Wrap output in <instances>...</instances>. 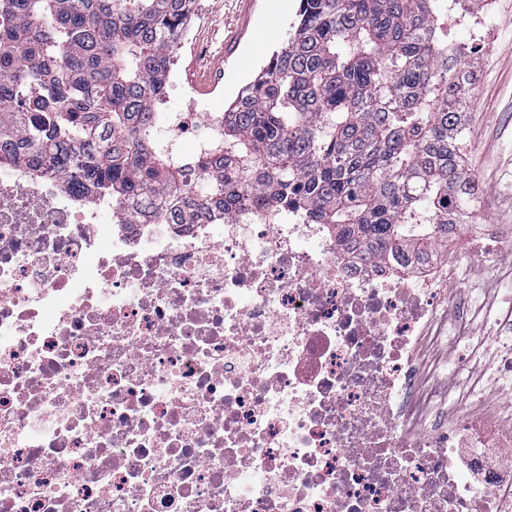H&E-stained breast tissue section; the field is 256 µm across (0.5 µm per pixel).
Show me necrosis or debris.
I'll return each instance as SVG.
<instances>
[{
  "label": "necrosis or debris",
  "instance_id": "necrosis-or-debris-1",
  "mask_svg": "<svg viewBox=\"0 0 512 512\" xmlns=\"http://www.w3.org/2000/svg\"><path fill=\"white\" fill-rule=\"evenodd\" d=\"M471 246L400 273L293 213L137 221L1 165L0 512H512V356L448 410L424 376Z\"/></svg>",
  "mask_w": 512,
  "mask_h": 512
}]
</instances>
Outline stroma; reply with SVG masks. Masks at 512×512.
I'll return each instance as SVG.
<instances>
[{
	"label": "stroma",
	"instance_id": "obj_1",
	"mask_svg": "<svg viewBox=\"0 0 512 512\" xmlns=\"http://www.w3.org/2000/svg\"><path fill=\"white\" fill-rule=\"evenodd\" d=\"M299 0H198L190 42L173 57L183 82H190L200 54H208L213 82L224 92L200 101L197 113L223 111L239 90L287 40ZM471 13L492 27L482 45L470 47L466 132L460 152L477 186L473 229L495 224L499 238L479 235L472 253L457 265L458 293L480 294L501 304L512 281V0H474Z\"/></svg>",
	"mask_w": 512,
	"mask_h": 512
}]
</instances>
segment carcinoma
Returning a JSON list of instances; mask_svg holds the SVG:
<instances>
[{"label":"carcinoma","mask_w":512,"mask_h":512,"mask_svg":"<svg viewBox=\"0 0 512 512\" xmlns=\"http://www.w3.org/2000/svg\"><path fill=\"white\" fill-rule=\"evenodd\" d=\"M196 0H0V160L179 221L296 211L405 266L474 212L471 74L443 0H301L287 43L186 158L153 104Z\"/></svg>","instance_id":"obj_1"}]
</instances>
